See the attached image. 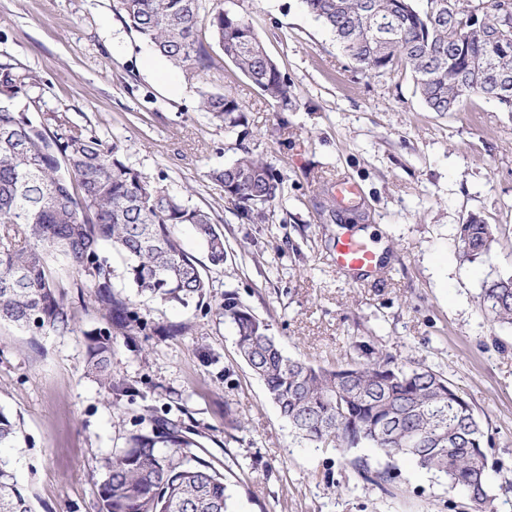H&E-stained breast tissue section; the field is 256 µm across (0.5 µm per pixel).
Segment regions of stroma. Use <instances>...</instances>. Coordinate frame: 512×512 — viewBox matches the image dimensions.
I'll use <instances>...</instances> for the list:
<instances>
[{
    "instance_id": "35a3bbf8",
    "label": "stroma",
    "mask_w": 512,
    "mask_h": 512,
    "mask_svg": "<svg viewBox=\"0 0 512 512\" xmlns=\"http://www.w3.org/2000/svg\"><path fill=\"white\" fill-rule=\"evenodd\" d=\"M114 0H0V64L30 74L18 106L46 128L57 115L104 142L183 204L211 213L227 260L214 267L190 225L177 229L210 284L201 307L172 308L121 289L146 328L112 334V388L86 372L107 319L67 273L72 332L0 324V409L21 423L0 448L35 512H100L104 463L141 419L179 421L224 474L230 512H472L446 478L373 448L345 455L301 439L239 356L221 309L225 292L270 325L285 354L333 367L356 342L431 368L462 391L485 432L493 501L512 512V328L491 322L485 281L512 272V112L472 97L428 111L408 74L359 70L302 0H207L234 10L286 75L287 109L269 101L222 52L208 82L177 75L127 28ZM238 98L245 121L226 128L199 92ZM248 146L283 179L261 224L233 214L211 177ZM359 187L339 197L343 180ZM498 242L469 262L456 235L470 216ZM371 239L385 267L350 278L334 262L347 230ZM395 467L379 487L365 471Z\"/></svg>"
}]
</instances>
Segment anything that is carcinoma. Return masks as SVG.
Masks as SVG:
<instances>
[{
  "mask_svg": "<svg viewBox=\"0 0 512 512\" xmlns=\"http://www.w3.org/2000/svg\"><path fill=\"white\" fill-rule=\"evenodd\" d=\"M126 25L191 79L212 70L211 45L198 34L206 16L214 45L262 94L288 105V79L237 13L206 9V0H115ZM362 71L410 73L431 112H456L479 95L512 112V32L499 39L501 0H302ZM34 76L0 67V99L25 95ZM200 107L227 127L243 122L239 100L204 90ZM58 130L36 124L26 109L0 106V322L28 330H73L75 318L57 289L62 271L85 279L94 302L126 332L145 328L131 303L112 292L108 246L136 295L162 305L204 303L209 288L198 262L176 236L189 224L208 262L224 265V233L209 212L189 208L131 167L118 146L57 117ZM235 215L251 224L280 198L282 178L263 158L240 156L212 173ZM460 256L474 261L497 243V228L475 216L457 231ZM482 303L492 321L512 326V274L485 282ZM224 320L235 329L240 357L295 432L345 452L376 448L410 458L468 497L475 512L491 500L492 447L466 396L448 379L366 342L357 358L334 367L286 356L269 324L234 292ZM112 332L89 349L88 366L111 386ZM16 422L0 409V447L15 446ZM180 426L149 418L128 447L106 463L102 512H227L224 473L193 452ZM0 512H33L8 462L0 458Z\"/></svg>",
  "mask_w": 512,
  "mask_h": 512,
  "instance_id": "obj_1",
  "label": "carcinoma"
}]
</instances>
